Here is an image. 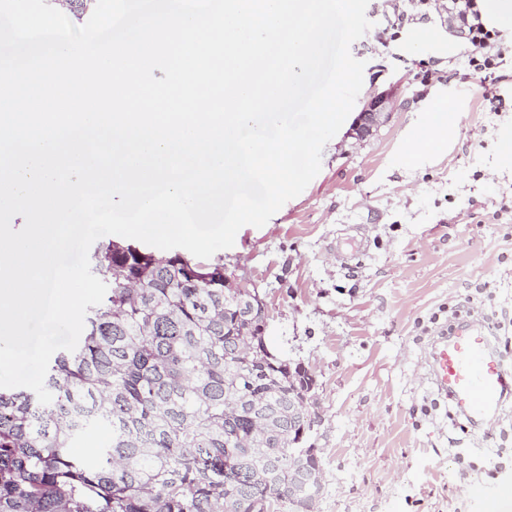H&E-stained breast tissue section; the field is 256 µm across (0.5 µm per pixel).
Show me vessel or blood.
Segmentation results:
<instances>
[{
	"mask_svg": "<svg viewBox=\"0 0 512 512\" xmlns=\"http://www.w3.org/2000/svg\"><path fill=\"white\" fill-rule=\"evenodd\" d=\"M436 387L445 391L475 424L484 423L500 406L512 384V368L496 354L481 327H464L438 343L429 364Z\"/></svg>",
	"mask_w": 512,
	"mask_h": 512,
	"instance_id": "b4317fda",
	"label": "vessel or blood"
}]
</instances>
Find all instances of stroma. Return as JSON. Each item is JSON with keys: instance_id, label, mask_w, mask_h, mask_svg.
<instances>
[{"instance_id": "obj_1", "label": "stroma", "mask_w": 512, "mask_h": 512, "mask_svg": "<svg viewBox=\"0 0 512 512\" xmlns=\"http://www.w3.org/2000/svg\"><path fill=\"white\" fill-rule=\"evenodd\" d=\"M372 32L350 52L363 87L324 147L319 174L260 228L215 253L227 275L264 300L272 348L316 376L321 422L310 438L323 468L313 512H478L473 486L512 479V399L461 431L457 408L423 358L433 320L468 301L470 321L512 312V161L499 153L512 108L482 97L448 14L405 25L369 0ZM386 94L365 137L354 124ZM448 104V140L415 146L434 100ZM428 15L429 13L422 9H419L416 13L410 15L398 13L397 15H395V20L391 23V25H389V27H386L381 32L375 34V40L378 43L386 46L391 41L394 40V37L398 33V31H395L396 29L401 28L405 23L409 21H416L428 18Z\"/></svg>"}]
</instances>
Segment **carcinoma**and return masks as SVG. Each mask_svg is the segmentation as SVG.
Masks as SVG:
<instances>
[{"label":"carcinoma","mask_w":512,"mask_h":512,"mask_svg":"<svg viewBox=\"0 0 512 512\" xmlns=\"http://www.w3.org/2000/svg\"><path fill=\"white\" fill-rule=\"evenodd\" d=\"M91 265L108 291L49 366L52 402L0 389V512H304L288 503V392L305 376L237 318L224 264L110 242ZM269 414L265 447H245ZM98 425L109 446L73 456ZM94 431L107 433L110 436V440H109V436L107 434H94L91 437H89V439L87 440V443L85 445L88 435ZM111 440H112V432L109 428H107L105 426L93 427V428L88 429L85 433H83V435L80 438H78L73 444V447L77 446V445L78 446L85 445L86 448H83V447L76 448L77 451H83V450H86L87 448H91V450L86 453H78L75 451V448H70V451L72 454H74L78 457H81L85 460H92L96 457L99 448L107 447V445L109 444V442Z\"/></svg>","instance_id":"obj_1"}]
</instances>
